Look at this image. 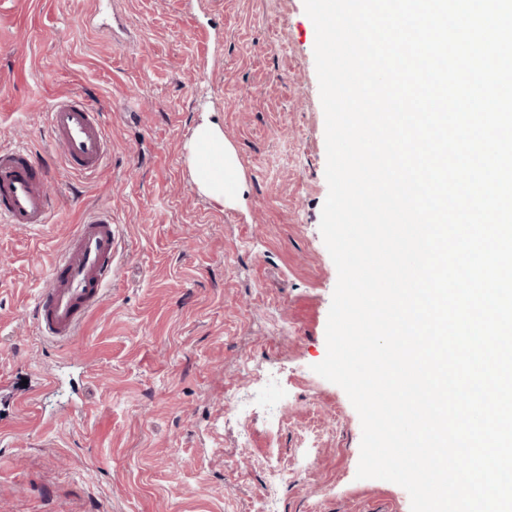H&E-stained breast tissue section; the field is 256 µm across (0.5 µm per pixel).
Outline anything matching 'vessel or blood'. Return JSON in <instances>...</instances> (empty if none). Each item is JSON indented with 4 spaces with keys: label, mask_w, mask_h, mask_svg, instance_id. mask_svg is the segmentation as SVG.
<instances>
[{
    "label": "vessel or blood",
    "mask_w": 512,
    "mask_h": 512,
    "mask_svg": "<svg viewBox=\"0 0 512 512\" xmlns=\"http://www.w3.org/2000/svg\"><path fill=\"white\" fill-rule=\"evenodd\" d=\"M52 145L67 172L92 175L104 165L108 138L101 107L82 95L55 100L49 114ZM57 202L47 174L23 148L0 147V222L47 223ZM116 230L104 209L88 212L57 254L35 297V323L41 334L65 344L78 335L86 316L104 299L115 265Z\"/></svg>",
    "instance_id": "b4317fda"
}]
</instances>
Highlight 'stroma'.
Wrapping results in <instances>:
<instances>
[{
  "instance_id": "35a3bbf8",
  "label": "stroma",
  "mask_w": 512,
  "mask_h": 512,
  "mask_svg": "<svg viewBox=\"0 0 512 512\" xmlns=\"http://www.w3.org/2000/svg\"><path fill=\"white\" fill-rule=\"evenodd\" d=\"M315 41L304 0H0V146L44 160L60 199L48 224L0 223V384L35 394L0 402V512H256L273 456L278 512H410L401 486L357 479L359 415L313 370L337 282ZM73 92L106 114L91 176L50 143ZM203 112L236 152L239 205L184 164ZM93 208L121 230L115 283L57 347L34 298ZM230 390L259 396L244 439Z\"/></svg>"
}]
</instances>
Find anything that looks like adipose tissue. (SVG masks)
<instances>
[{
	"label": "adipose tissue",
	"mask_w": 512,
	"mask_h": 512,
	"mask_svg": "<svg viewBox=\"0 0 512 512\" xmlns=\"http://www.w3.org/2000/svg\"><path fill=\"white\" fill-rule=\"evenodd\" d=\"M184 156L199 193L222 205L242 200L246 186L240 178L235 151L210 113L201 114L184 145Z\"/></svg>",
	"instance_id": "1"
}]
</instances>
